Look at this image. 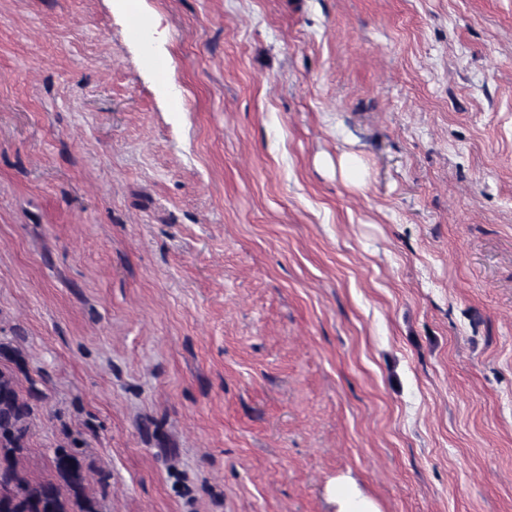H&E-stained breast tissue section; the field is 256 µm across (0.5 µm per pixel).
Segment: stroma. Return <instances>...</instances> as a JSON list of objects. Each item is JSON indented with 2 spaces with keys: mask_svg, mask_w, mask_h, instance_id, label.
I'll return each instance as SVG.
<instances>
[{
  "mask_svg": "<svg viewBox=\"0 0 512 512\" xmlns=\"http://www.w3.org/2000/svg\"><path fill=\"white\" fill-rule=\"evenodd\" d=\"M0 338L104 512H512V0H0ZM328 491L336 512H380L376 502L347 479L330 483Z\"/></svg>",
  "mask_w": 512,
  "mask_h": 512,
  "instance_id": "35a3bbf8",
  "label": "stroma"
}]
</instances>
